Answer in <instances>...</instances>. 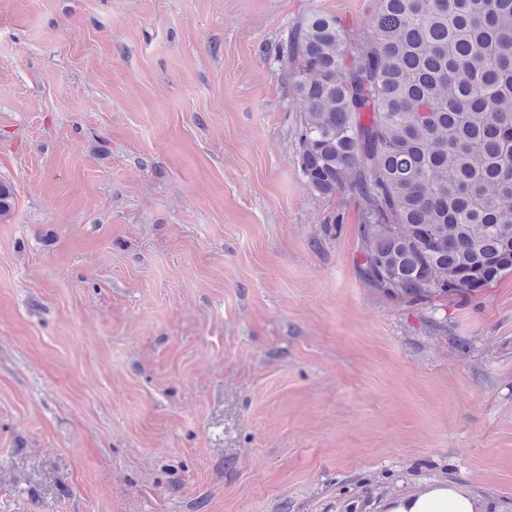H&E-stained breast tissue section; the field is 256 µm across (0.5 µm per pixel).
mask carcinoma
<instances>
[{"label": "carcinoma", "mask_w": 512, "mask_h": 512, "mask_svg": "<svg viewBox=\"0 0 512 512\" xmlns=\"http://www.w3.org/2000/svg\"><path fill=\"white\" fill-rule=\"evenodd\" d=\"M279 63L306 185L357 199L369 287L433 302L512 274V0H379L363 35L312 14Z\"/></svg>", "instance_id": "1"}]
</instances>
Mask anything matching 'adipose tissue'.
Here are the masks:
<instances>
[{
    "mask_svg": "<svg viewBox=\"0 0 512 512\" xmlns=\"http://www.w3.org/2000/svg\"><path fill=\"white\" fill-rule=\"evenodd\" d=\"M381 512H486L482 498L456 483L444 480L422 489L387 498Z\"/></svg>",
    "mask_w": 512,
    "mask_h": 512,
    "instance_id": "adipose-tissue-1",
    "label": "adipose tissue"
}]
</instances>
